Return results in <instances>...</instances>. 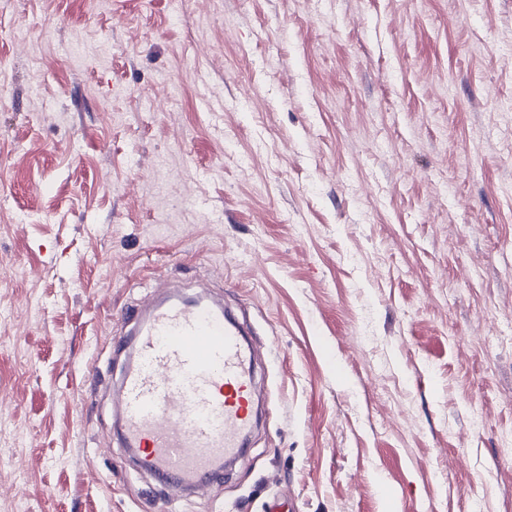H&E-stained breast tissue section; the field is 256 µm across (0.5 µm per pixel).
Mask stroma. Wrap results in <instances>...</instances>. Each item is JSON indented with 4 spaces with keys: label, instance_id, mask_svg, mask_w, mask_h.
I'll use <instances>...</instances> for the list:
<instances>
[{
    "label": "stroma",
    "instance_id": "obj_1",
    "mask_svg": "<svg viewBox=\"0 0 512 512\" xmlns=\"http://www.w3.org/2000/svg\"><path fill=\"white\" fill-rule=\"evenodd\" d=\"M0 512H512V0H0ZM222 293L264 411L176 496L128 308Z\"/></svg>",
    "mask_w": 512,
    "mask_h": 512
}]
</instances>
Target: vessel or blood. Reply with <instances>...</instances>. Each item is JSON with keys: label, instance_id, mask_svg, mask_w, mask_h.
Wrapping results in <instances>:
<instances>
[{"label": "vessel or blood", "instance_id": "obj_1", "mask_svg": "<svg viewBox=\"0 0 512 512\" xmlns=\"http://www.w3.org/2000/svg\"><path fill=\"white\" fill-rule=\"evenodd\" d=\"M131 358L116 388L121 445L171 490L220 478L254 425V353L222 301L166 295L127 313Z\"/></svg>", "mask_w": 512, "mask_h": 512}]
</instances>
